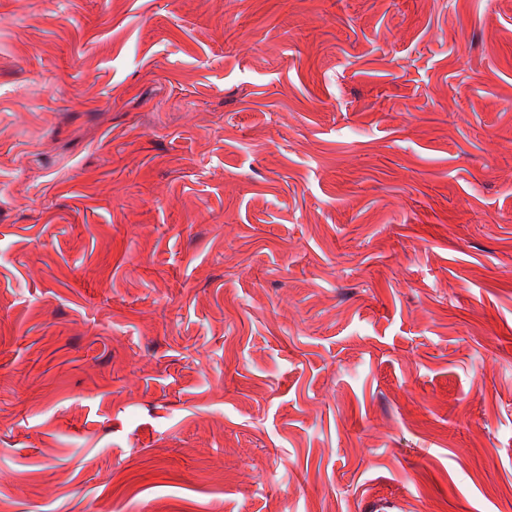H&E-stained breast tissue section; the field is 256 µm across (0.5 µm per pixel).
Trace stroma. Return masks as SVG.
Masks as SVG:
<instances>
[{"instance_id":"obj_1","label":"stroma","mask_w":512,"mask_h":512,"mask_svg":"<svg viewBox=\"0 0 512 512\" xmlns=\"http://www.w3.org/2000/svg\"><path fill=\"white\" fill-rule=\"evenodd\" d=\"M0 512H512V0H0Z\"/></svg>"}]
</instances>
